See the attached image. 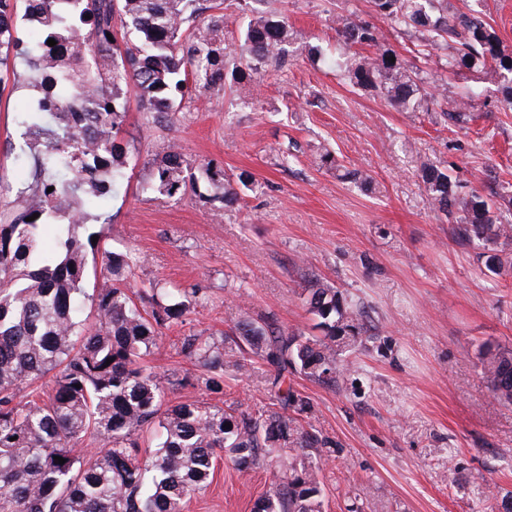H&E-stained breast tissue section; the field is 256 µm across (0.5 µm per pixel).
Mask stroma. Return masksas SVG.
Returning <instances> with one entry per match:
<instances>
[{
  "label": "stroma",
  "instance_id": "stroma-1",
  "mask_svg": "<svg viewBox=\"0 0 512 512\" xmlns=\"http://www.w3.org/2000/svg\"><path fill=\"white\" fill-rule=\"evenodd\" d=\"M448 8L480 16L512 53V0H448ZM220 12L230 60L249 16L287 17V63L250 85L190 90L161 121L128 92L127 177L104 200L111 223L94 227L130 257L132 289L193 285L206 297L167 330L147 365L173 379L194 373L184 337L218 335L246 318L309 330L299 292L320 277L363 303L377 328L347 353L353 369L340 388L287 378L308 403L297 425L332 443L317 473L322 512H505L512 407L490 390L481 357L488 346L512 347V269L488 272L417 175L427 159L462 185L512 191V107L500 85L485 84L474 120L463 123L446 117L463 81L445 76L436 57L426 65L435 98L427 111L353 89L336 66L338 15L374 24L382 44L408 61L420 39L377 15L371 0H249L243 10L224 0ZM34 97L15 58L0 81V182L15 187L31 181L18 119ZM173 146L187 161L188 191L146 190ZM326 151L369 174L372 191L317 165ZM209 169L233 181L248 173L255 185L233 203L210 202ZM271 373L255 358L243 371L225 369L223 397L202 387L191 397L265 410ZM282 473L222 459L184 512H252Z\"/></svg>",
  "mask_w": 512,
  "mask_h": 512
}]
</instances>
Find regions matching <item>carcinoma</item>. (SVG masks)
Segmentation results:
<instances>
[{
    "label": "carcinoma",
    "mask_w": 512,
    "mask_h": 512,
    "mask_svg": "<svg viewBox=\"0 0 512 512\" xmlns=\"http://www.w3.org/2000/svg\"><path fill=\"white\" fill-rule=\"evenodd\" d=\"M42 2L39 17L24 14L39 28V39L19 52L37 91L34 107L19 120L33 152L34 178L18 189L16 206L0 214V512H183L187 500L211 483L219 457L251 467L273 452L308 462L289 463L288 475L256 500L253 512H321L316 472L325 462L326 442L288 415L303 412L307 402L284 382L293 372L327 387L343 382L351 371L343 355L370 332L364 307L315 277L304 288L303 302L319 335L243 319L231 328L237 351L229 360L224 341L187 336L182 352L200 374L173 383L143 359L159 348L164 330L186 322L202 301L201 289L152 283L135 298L126 288L129 257L105 249L89 295L84 282L93 234L79 233L89 222H110L100 212L101 199L125 179L120 134L127 89L138 90L146 111L168 113L191 85L222 86L228 76L237 84L253 83L263 67L285 60L287 19L252 16L228 74L224 16L196 23L199 0ZM372 3L377 14L420 33V60L451 42L443 71L454 77L478 73L448 102V119L470 117L484 80L499 83L512 105V55L501 49L493 27L476 16L448 15V0ZM337 31L351 85L393 107H428L427 72L379 49L374 25L340 16ZM50 38L56 45H47ZM18 46L14 30L0 19V71L9 69ZM359 47L377 53L365 57ZM78 80L89 85L91 112L75 111L70 99ZM97 124L108 135L106 146L85 138V130ZM184 163L180 151H171L143 189L169 197L185 191ZM318 164L365 189L373 185L371 177L339 164L328 151ZM419 176L431 205L480 249L487 271L500 274L512 266L505 251L512 245L511 193L484 195L473 187L466 192L429 161L420 164ZM35 213L39 217L29 220ZM63 215L71 222L57 225L55 250L42 252V226ZM87 295L94 308L91 325L81 307ZM248 356L274 368L268 393L278 410L252 415L192 400L163 406L172 385L223 392L224 366L240 370ZM482 368L494 395L512 405V348H486ZM50 372L53 387L46 398L21 394ZM141 432L155 442L145 461L136 452ZM88 439L95 450H88ZM56 456L66 462L58 464Z\"/></svg>",
    "instance_id": "1"
}]
</instances>
